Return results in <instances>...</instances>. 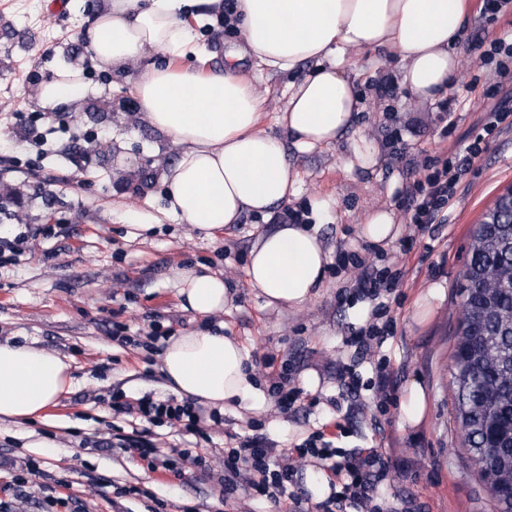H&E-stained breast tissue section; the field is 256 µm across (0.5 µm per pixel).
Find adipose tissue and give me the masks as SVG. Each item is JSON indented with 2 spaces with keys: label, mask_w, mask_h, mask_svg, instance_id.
Instances as JSON below:
<instances>
[{
  "label": "adipose tissue",
  "mask_w": 512,
  "mask_h": 512,
  "mask_svg": "<svg viewBox=\"0 0 512 512\" xmlns=\"http://www.w3.org/2000/svg\"><path fill=\"white\" fill-rule=\"evenodd\" d=\"M224 0H105L87 30V46L102 67L120 72L139 59L150 63L134 81L142 119L180 147L165 173L170 214L213 233L254 212L272 217L297 182L283 139L258 127L264 97L241 62L260 72H310L289 84L278 115L302 153L335 144L360 109L349 54L383 49L403 63L402 83L422 99H436L460 69L455 45L465 19L464 0H237L243 46L224 55L222 69L204 74L174 70L173 60L195 46L196 32L182 12L200 19L220 13ZM87 87L78 68L54 72L37 88L43 108L83 102ZM328 254L315 232L282 224L258 238L246 275L266 305L301 307L324 277ZM184 309L208 317L232 302L223 277L185 270L178 277ZM246 347L222 329L168 337L160 352L166 385L179 396L223 408L257 406ZM71 364L48 350L0 343V421L43 418L73 386Z\"/></svg>",
  "instance_id": "1"
}]
</instances>
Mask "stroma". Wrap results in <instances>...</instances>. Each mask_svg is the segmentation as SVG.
<instances>
[{"instance_id": "35a3bbf8", "label": "stroma", "mask_w": 512, "mask_h": 512, "mask_svg": "<svg viewBox=\"0 0 512 512\" xmlns=\"http://www.w3.org/2000/svg\"><path fill=\"white\" fill-rule=\"evenodd\" d=\"M0 0V237L28 228L31 239L18 265L0 270V342L33 343L71 361L74 385L48 408L45 419L0 422V501L14 512H281L266 496L225 499L220 478L224 451L236 438L263 436L295 470L292 489L307 512L324 496L314 488L326 476L323 461L292 448L314 432L334 447L379 448L390 459L377 501L402 498L408 512H495L485 486L466 464L450 414V353L461 310L457 285L474 224L512 187V128L489 137L486 149L457 187L447 221L418 233L409 224L406 190L423 174L425 159L466 143L494 106L480 90L488 70L480 56L490 40L512 39V6L497 18L465 0L457 43L461 67L449 94L463 103L442 117L435 102L418 100L402 84V63L387 52L351 55L363 101L352 128L335 145L310 153L289 150L298 174L290 209L302 213L324 244L329 261L317 296L294 309L269 307L246 276L250 250L273 220L247 213L239 223L206 234L167 212L163 174L179 148L140 117L134 82L93 60L84 32L103 0ZM197 33V53L186 65L208 72L239 45L238 31L186 17ZM76 65L89 89L82 106L54 112L35 98L39 83L61 63ZM266 96L262 130L276 132L274 117L292 75L254 74ZM387 80L393 96H379ZM399 129L403 158L387 146ZM371 154L367 169L355 153ZM395 216L396 239L373 243L359 230L375 210ZM342 252L359 254L364 268H337ZM208 266L223 275L233 301L221 314L226 335L250 352L255 384L266 394L258 408L230 405L204 449L209 470L183 463L180 473L151 471L129 456L122 436L143 432L160 453L176 455L188 438L178 426L149 424L115 413L114 396L171 397L159 370V344L149 332L178 335L207 325L183 309L176 274ZM403 268L387 300L397 322L383 345L352 344L368 326L372 306L353 291L362 270ZM440 289L426 319L416 301ZM129 342L113 340L116 324ZM288 362L291 385L301 393L284 412L270 396L267 360ZM352 367L357 389L338 379ZM388 375L389 403L377 391ZM427 394L423 421L402 425L401 397L411 382Z\"/></svg>"}]
</instances>
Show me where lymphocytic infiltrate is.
I'll return each mask as SVG.
<instances>
[{"mask_svg":"<svg viewBox=\"0 0 512 512\" xmlns=\"http://www.w3.org/2000/svg\"><path fill=\"white\" fill-rule=\"evenodd\" d=\"M506 118V113H494L492 121L486 123L481 132L475 133L463 148L426 160L424 178L414 181L408 192L409 221L417 230L422 231L428 225L444 222L463 173L473 166L484 151L486 134L492 133L496 125ZM112 408L115 412L134 415L152 424L166 419L180 422L185 433L195 438L196 445L201 441L211 442L208 425L218 419L217 414L205 413L195 403H180L172 398L152 401L118 397L114 399ZM196 445L172 458L158 454L152 444L140 438L132 436L126 440L127 449L137 451L141 458L149 460L151 468L160 467L168 471L175 470L179 461L184 459L203 465L204 459ZM295 451L301 457L309 455L326 461L328 470L338 483L332 504L348 506L354 512H380L381 507L375 502V483L389 467V459L380 449L359 448L342 453L332 448L323 434L318 433L296 445ZM294 475V469L282 463L259 436L239 441L224 455L223 484L228 494L249 495L257 492L276 500L286 499L290 502L289 512H302L301 499L288 492Z\"/></svg>","mask_w":512,"mask_h":512,"instance_id":"lymphocytic-infiltrate-1","label":"lymphocytic infiltrate"}]
</instances>
